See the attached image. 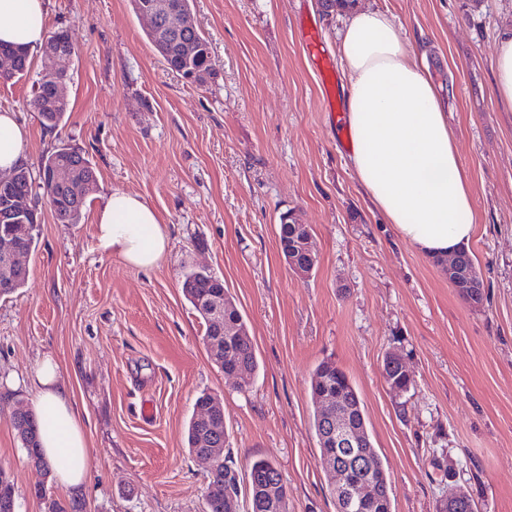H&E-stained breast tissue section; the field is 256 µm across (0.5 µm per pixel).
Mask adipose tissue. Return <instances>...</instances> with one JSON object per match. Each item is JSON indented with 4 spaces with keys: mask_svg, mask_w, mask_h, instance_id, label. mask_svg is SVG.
<instances>
[{
    "mask_svg": "<svg viewBox=\"0 0 512 512\" xmlns=\"http://www.w3.org/2000/svg\"><path fill=\"white\" fill-rule=\"evenodd\" d=\"M49 35L47 0H0V43L29 50ZM336 54L347 79L345 120L355 180L397 235L427 257L467 248L477 232L471 182L462 165L439 89L389 15L351 12L337 32ZM27 131L0 111V171L25 161ZM98 247L149 270L170 250L158 214L139 195L112 192L96 221ZM7 388L33 391L42 453L62 491L84 484L93 451L60 365L41 358Z\"/></svg>",
    "mask_w": 512,
    "mask_h": 512,
    "instance_id": "adipose-tissue-1",
    "label": "adipose tissue"
}]
</instances>
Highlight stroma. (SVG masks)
I'll list each match as a JSON object with an SVG mask.
<instances>
[{"label": "stroma", "mask_w": 512, "mask_h": 512, "mask_svg": "<svg viewBox=\"0 0 512 512\" xmlns=\"http://www.w3.org/2000/svg\"><path fill=\"white\" fill-rule=\"evenodd\" d=\"M388 13L427 53L471 181L478 217L469 246L485 286L475 306L440 264L400 240L374 212L350 168L348 132L333 121L300 42L318 31L328 55L346 11L317 0H194L213 74L188 83L163 64L131 0H48L50 30L74 43L58 66L69 110L44 128L32 105L39 65L0 84V110L28 131L25 164L62 145L97 172L78 224L56 223L41 189L29 277L0 297V376H27L54 355L95 450L81 492L87 512H203L209 467L189 455L196 398L218 395L239 470L276 461L290 512H336L311 418L310 378L324 360L360 394L388 471L395 512H437L456 488L477 512H512V112L493 83L495 43L512 0H357ZM115 190L159 214L170 251L144 271L102 253L95 216ZM308 224L315 273L289 270L280 216ZM219 276L259 359L244 390L212 363L205 323L185 299L190 269ZM406 362L393 392L386 353ZM151 415H144V406ZM0 467L17 512H44L7 416ZM390 355L392 359L398 362L401 372L404 373L406 377L400 372L398 365L394 361L390 360L389 354H386L383 358V370L387 374L389 380L393 382L391 385H396L402 388L404 392H407L413 385V379L411 378L412 375L408 370L405 361L399 354L391 352Z\"/></svg>", "instance_id": "obj_1"}]
</instances>
